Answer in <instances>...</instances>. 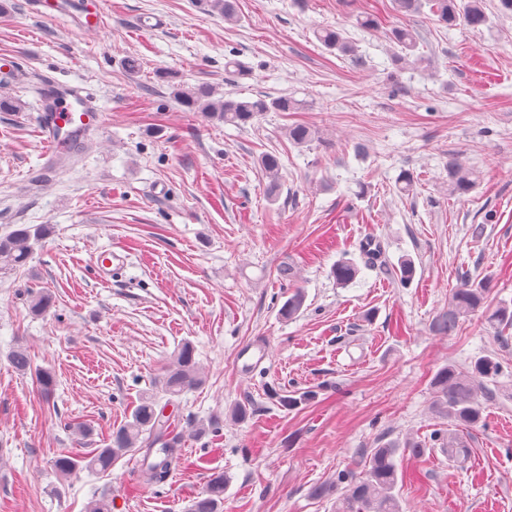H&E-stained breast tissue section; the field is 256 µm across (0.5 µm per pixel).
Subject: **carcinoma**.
Returning a JSON list of instances; mask_svg holds the SVG:
<instances>
[{"mask_svg": "<svg viewBox=\"0 0 512 512\" xmlns=\"http://www.w3.org/2000/svg\"><path fill=\"white\" fill-rule=\"evenodd\" d=\"M429 6L438 21L448 26L461 22L474 29L481 30L491 24L481 0H392V10L398 14L419 11ZM320 43L330 50H337L354 61H359L356 47L343 33L333 27H323L315 31ZM391 39L400 47V54L394 58V64H409L410 58L422 62L415 55L419 41L416 32L406 26H396L391 31ZM184 105L202 112L210 119L226 124L246 126L260 121L268 112H290L296 102L286 96L270 97L257 95L254 98L217 97L209 88L177 91ZM285 135L297 147L310 145L315 132L308 126L296 123L289 126ZM260 164L269 179V192L275 194L279 183L281 162L275 154H265ZM477 173L457 159L448 160V189L464 195L474 189ZM48 234L45 224H21L6 236L0 237V270H12L25 266L34 246ZM364 264L376 267L381 262L380 245L367 241L360 247ZM359 274L358 266L351 261H341L332 268L336 285L345 287L354 282ZM493 288L492 279L485 277L477 282L465 276L448 302V311L440 314L432 324L437 334H452L463 317L481 309ZM490 326L497 336H504L512 328V310L501 306L487 316ZM12 366L21 372L34 371L40 389L52 393L56 378L52 370L33 368L31 359L23 349L13 351L9 356ZM503 373L500 363L490 357L478 359L470 371H463L453 364L441 369L432 379L433 407L448 418L456 430L448 433L437 431L434 441L448 451V457L464 463L469 458V448L463 439L464 432L476 427L483 421L484 403L482 395L487 392V382ZM202 381L194 359V348L186 342L175 353L173 361L160 377L156 392L144 394L133 410L131 420L112 433L106 448H97L87 456L73 457L63 455L55 460L54 468L58 475L67 478L81 470L104 473L123 456L144 452L151 479L163 483L169 476L176 448L181 438L169 431L170 419L163 418L159 395L171 397L197 387ZM156 460H151L152 456ZM395 449L392 444H382L372 449L366 456L360 473L343 471L338 474L337 482L345 485L342 497L336 500V512H400L398 498L394 493L397 486V466ZM224 496V475L215 473L207 481L202 493L191 501L188 512H217Z\"/></svg>", "mask_w": 512, "mask_h": 512, "instance_id": "obj_1", "label": "carcinoma"}]
</instances>
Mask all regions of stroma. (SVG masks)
I'll return each mask as SVG.
<instances>
[{
  "mask_svg": "<svg viewBox=\"0 0 512 512\" xmlns=\"http://www.w3.org/2000/svg\"><path fill=\"white\" fill-rule=\"evenodd\" d=\"M32 2L0 0V59L12 62L0 69V236L18 224L51 233L27 266L0 271V512H87L104 494L111 512H186L216 472L221 512H336L338 472L388 442L403 512H512V330L501 345L479 313L453 335L431 330L464 272L493 279L486 309L512 307V14L499 0H482L493 26L479 31L396 14L391 0H235L234 24L211 0H109L93 35ZM371 10L381 27L361 29ZM397 25L418 33L423 65L393 64ZM322 26L355 42L362 65L324 47ZM230 60L248 76L229 78ZM44 75L86 88L106 113L64 169L40 158ZM202 86L300 109L237 128L175 95ZM295 123L317 140L294 146ZM267 153L282 165L273 197ZM456 157L479 176L463 196L448 190ZM368 239L384 268L337 286L332 267L359 260ZM109 247L127 262L105 283L93 258ZM299 289L302 310L282 316ZM40 291L55 298L44 315L31 311ZM186 342L203 383L166 408L181 437L168 479L151 482L136 453L61 480L55 458L105 447ZM253 344L264 361L238 371ZM19 347L55 373L51 395L11 367ZM484 356L504 372L466 465L439 448L414 457L405 440L448 426L434 375ZM319 485L331 494L312 496Z\"/></svg>",
  "mask_w": 512,
  "mask_h": 512,
  "instance_id": "stroma-1",
  "label": "stroma"
}]
</instances>
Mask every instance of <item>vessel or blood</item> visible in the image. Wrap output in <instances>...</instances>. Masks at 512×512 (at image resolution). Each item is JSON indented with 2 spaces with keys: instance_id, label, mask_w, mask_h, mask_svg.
<instances>
[{
  "instance_id": "vessel-or-blood-1",
  "label": "vessel or blood",
  "mask_w": 512,
  "mask_h": 512,
  "mask_svg": "<svg viewBox=\"0 0 512 512\" xmlns=\"http://www.w3.org/2000/svg\"><path fill=\"white\" fill-rule=\"evenodd\" d=\"M43 18L53 20L72 14L76 26L84 32H96L105 25L107 0H97L92 11L71 8L66 0H42ZM105 122V114L95 98L79 85L47 78L40 95L38 131L44 146L45 157L54 159L70 156L76 151L77 139L99 129ZM126 262L123 253L105 249L95 257V267L100 280L107 281L115 269Z\"/></svg>"
}]
</instances>
